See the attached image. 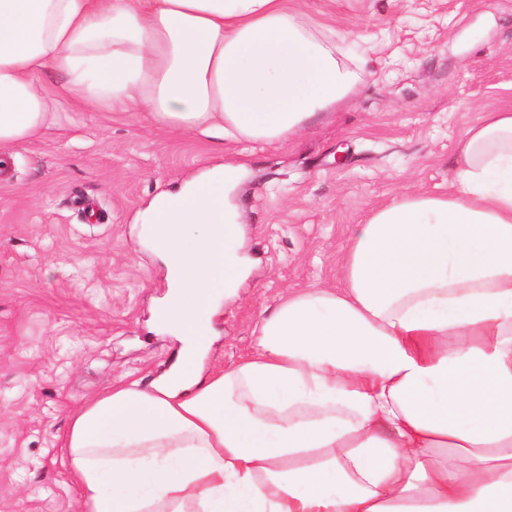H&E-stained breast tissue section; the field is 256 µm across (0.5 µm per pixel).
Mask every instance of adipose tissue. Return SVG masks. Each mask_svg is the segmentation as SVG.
Masks as SVG:
<instances>
[{
  "label": "adipose tissue",
  "mask_w": 512,
  "mask_h": 512,
  "mask_svg": "<svg viewBox=\"0 0 512 512\" xmlns=\"http://www.w3.org/2000/svg\"><path fill=\"white\" fill-rule=\"evenodd\" d=\"M295 14L293 0H0V164L66 104L177 136L286 139L353 85ZM228 173L141 215L168 270L157 318L182 346L149 386L73 412L80 512H512V111L467 129L450 191L369 213L339 287L288 294L248 355L207 371L201 326L248 269L225 255Z\"/></svg>",
  "instance_id": "obj_1"
}]
</instances>
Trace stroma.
I'll return each mask as SVG.
<instances>
[{
  "label": "stroma",
  "mask_w": 512,
  "mask_h": 512,
  "mask_svg": "<svg viewBox=\"0 0 512 512\" xmlns=\"http://www.w3.org/2000/svg\"><path fill=\"white\" fill-rule=\"evenodd\" d=\"M355 77L316 125L267 144L216 143L144 113L62 110V130L11 147L0 172V512H80L62 463L79 405L150 382L181 343L156 307L166 269L136 218L217 163L239 254L254 265L211 322L207 361L249 352L286 292L338 284L342 248L397 195L439 194L465 132L512 110V0H296Z\"/></svg>",
  "instance_id": "stroma-1"
}]
</instances>
